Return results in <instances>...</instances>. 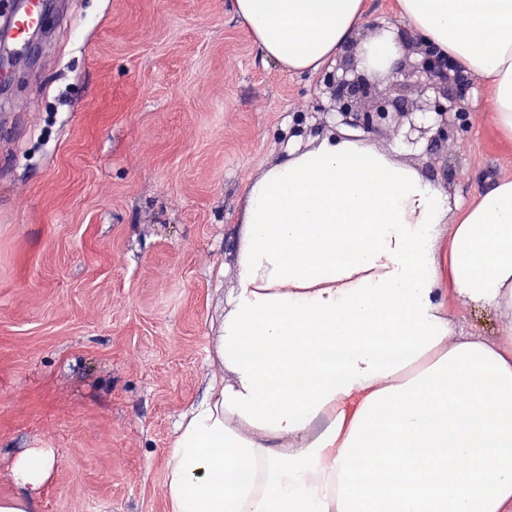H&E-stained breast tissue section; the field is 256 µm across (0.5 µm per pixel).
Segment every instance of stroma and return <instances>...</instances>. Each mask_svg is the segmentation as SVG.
I'll return each mask as SVG.
<instances>
[{
    "mask_svg": "<svg viewBox=\"0 0 512 512\" xmlns=\"http://www.w3.org/2000/svg\"><path fill=\"white\" fill-rule=\"evenodd\" d=\"M0 74V497L49 448L36 512H168V450L213 372L247 180L319 127L315 76L263 60L230 0H56ZM426 177L470 201L512 143L470 110Z\"/></svg>",
    "mask_w": 512,
    "mask_h": 512,
    "instance_id": "1",
    "label": "stroma"
}]
</instances>
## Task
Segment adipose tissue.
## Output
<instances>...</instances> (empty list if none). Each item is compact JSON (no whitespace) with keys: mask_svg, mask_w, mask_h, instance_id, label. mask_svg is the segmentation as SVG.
Listing matches in <instances>:
<instances>
[{"mask_svg":"<svg viewBox=\"0 0 512 512\" xmlns=\"http://www.w3.org/2000/svg\"><path fill=\"white\" fill-rule=\"evenodd\" d=\"M262 58L318 74L364 0H233ZM512 141V0H397ZM216 367L170 447L169 512H512V177L467 206L393 148L331 134L246 186ZM498 313L458 333L444 296ZM48 450L21 454L33 512Z\"/></svg>","mask_w":512,"mask_h":512,"instance_id":"ef3b65f1","label":"adipose tissue"}]
</instances>
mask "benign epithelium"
<instances>
[{"instance_id":"benign-epithelium-1","label":"benign epithelium","mask_w":512,"mask_h":512,"mask_svg":"<svg viewBox=\"0 0 512 512\" xmlns=\"http://www.w3.org/2000/svg\"><path fill=\"white\" fill-rule=\"evenodd\" d=\"M394 33V42L408 55L391 72L415 79L417 97H410L403 83L379 89L378 72L359 68L358 40L335 66L319 73L318 86L329 93L330 110L342 124L367 133L383 127L399 133L407 124L411 132L430 134L427 148L436 153L465 130L468 108L464 101L473 82L455 62L436 53L420 33L403 25Z\"/></svg>"}]
</instances>
